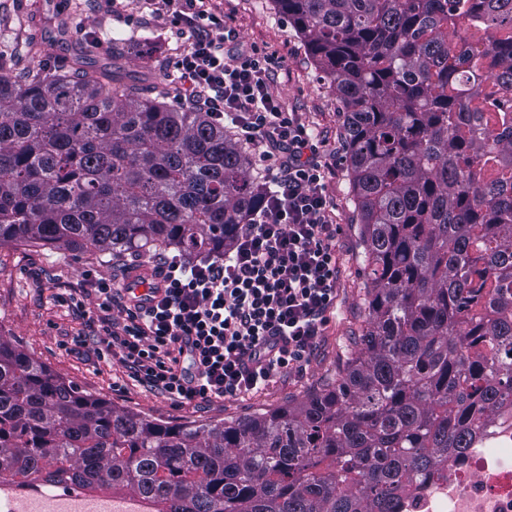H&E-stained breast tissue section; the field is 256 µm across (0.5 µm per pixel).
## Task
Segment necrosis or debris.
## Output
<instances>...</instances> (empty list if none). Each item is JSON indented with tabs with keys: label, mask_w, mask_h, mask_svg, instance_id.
<instances>
[{
	"label": "necrosis or debris",
	"mask_w": 512,
	"mask_h": 512,
	"mask_svg": "<svg viewBox=\"0 0 512 512\" xmlns=\"http://www.w3.org/2000/svg\"><path fill=\"white\" fill-rule=\"evenodd\" d=\"M394 512H512V408L498 409L462 454L407 482Z\"/></svg>",
	"instance_id": "necrosis-or-debris-1"
}]
</instances>
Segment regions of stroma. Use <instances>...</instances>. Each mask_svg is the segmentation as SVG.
I'll use <instances>...</instances> for the list:
<instances>
[{
    "instance_id": "obj_1",
    "label": "stroma",
    "mask_w": 512,
    "mask_h": 512,
    "mask_svg": "<svg viewBox=\"0 0 512 512\" xmlns=\"http://www.w3.org/2000/svg\"><path fill=\"white\" fill-rule=\"evenodd\" d=\"M236 32L234 49L264 48L275 58L267 83L285 111L307 124L329 168L328 219L336 236L339 279L336 308L302 370L277 377L254 396L173 404L134 380L119 362L97 356L100 327L87 315L97 288L109 279L126 284L127 263L151 267V251L103 255L31 243L0 246V337L32 354L54 374L113 408L163 423L215 424L243 420L318 393L336 378V367L356 353L368 327L364 246L345 163L344 115L335 91L310 57L300 35L273 0H211ZM127 38L122 66L150 83H165L180 41L144 0H0V50L21 80L32 70H69L75 53L93 66L112 63V40Z\"/></svg>"
}]
</instances>
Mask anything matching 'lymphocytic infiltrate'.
Segmentation results:
<instances>
[{
  "label": "lymphocytic infiltrate",
  "mask_w": 512,
  "mask_h": 512,
  "mask_svg": "<svg viewBox=\"0 0 512 512\" xmlns=\"http://www.w3.org/2000/svg\"><path fill=\"white\" fill-rule=\"evenodd\" d=\"M187 45L177 56L178 96L231 121L262 166L264 193L223 252L162 259L152 306L117 304L100 284L98 308L120 306L98 342L119 351L138 381L178 404L263 391L316 347L336 299V230L326 220L325 166L315 135L268 89L271 55L232 56L234 31L209 0H148Z\"/></svg>",
  "instance_id": "lymphocytic-infiltrate-1"
}]
</instances>
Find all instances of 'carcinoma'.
<instances>
[{
    "mask_svg": "<svg viewBox=\"0 0 512 512\" xmlns=\"http://www.w3.org/2000/svg\"><path fill=\"white\" fill-rule=\"evenodd\" d=\"M346 115L368 328L336 383L217 424L118 411L0 339V473L161 512H392L512 405V0H274ZM493 32L463 35L457 17ZM0 75V245L213 252L261 191L241 147L119 66ZM84 491L83 498L86 500L110 499L115 501L123 511L118 512H158L160 507L150 498H132L124 499L112 497L109 492H102L93 489H82Z\"/></svg>",
    "mask_w": 512,
    "mask_h": 512,
    "instance_id": "obj_1",
    "label": "carcinoma"
}]
</instances>
